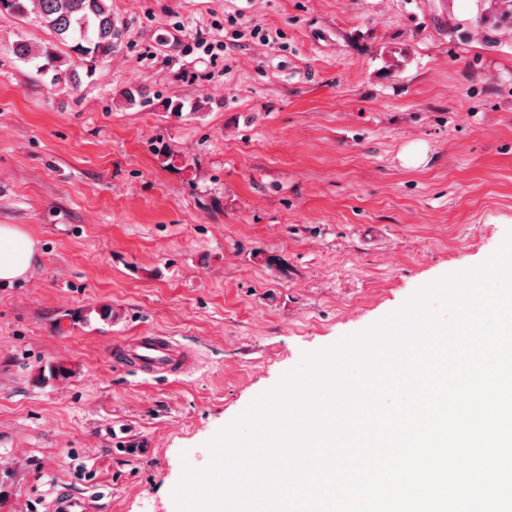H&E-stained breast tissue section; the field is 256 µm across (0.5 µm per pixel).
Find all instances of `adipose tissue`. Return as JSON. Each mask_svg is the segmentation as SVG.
Listing matches in <instances>:
<instances>
[{
	"mask_svg": "<svg viewBox=\"0 0 512 512\" xmlns=\"http://www.w3.org/2000/svg\"><path fill=\"white\" fill-rule=\"evenodd\" d=\"M42 259L38 238L17 224H0V284L30 279Z\"/></svg>",
	"mask_w": 512,
	"mask_h": 512,
	"instance_id": "ef3b65f1",
	"label": "adipose tissue"
}]
</instances>
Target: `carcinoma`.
Here are the masks:
<instances>
[{"instance_id":"carcinoma-1","label":"carcinoma","mask_w":512,"mask_h":512,"mask_svg":"<svg viewBox=\"0 0 512 512\" xmlns=\"http://www.w3.org/2000/svg\"><path fill=\"white\" fill-rule=\"evenodd\" d=\"M19 17L35 15L61 41H72L76 53L110 58L125 31L117 24L108 0H10Z\"/></svg>"}]
</instances>
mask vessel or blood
Masks as SVG:
<instances>
[{
  "instance_id": "b4317fda",
  "label": "vessel or blood",
  "mask_w": 512,
  "mask_h": 512,
  "mask_svg": "<svg viewBox=\"0 0 512 512\" xmlns=\"http://www.w3.org/2000/svg\"><path fill=\"white\" fill-rule=\"evenodd\" d=\"M115 353L151 378L181 375L195 364L194 354L184 350L172 337L159 333H144L118 340ZM47 512H92V508L89 498L63 487L52 489Z\"/></svg>"
}]
</instances>
